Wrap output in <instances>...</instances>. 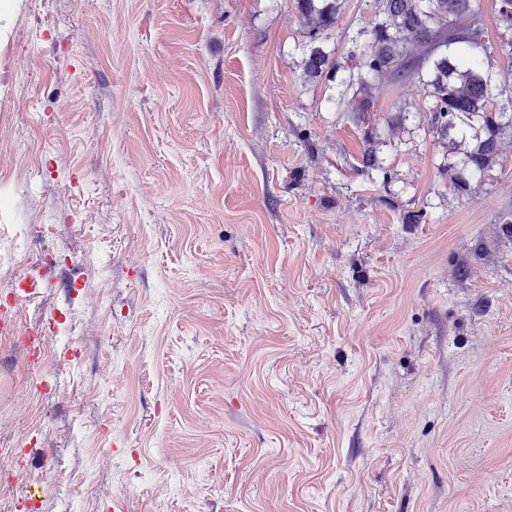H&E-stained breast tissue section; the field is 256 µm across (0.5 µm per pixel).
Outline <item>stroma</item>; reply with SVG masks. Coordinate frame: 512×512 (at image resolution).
<instances>
[{
    "label": "stroma",
    "instance_id": "1",
    "mask_svg": "<svg viewBox=\"0 0 512 512\" xmlns=\"http://www.w3.org/2000/svg\"><path fill=\"white\" fill-rule=\"evenodd\" d=\"M14 4L0 512H512V137L458 190L418 80H305L296 0Z\"/></svg>",
    "mask_w": 512,
    "mask_h": 512
}]
</instances>
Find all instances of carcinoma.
I'll list each match as a JSON object with an SVG mask.
<instances>
[{
    "instance_id": "obj_1",
    "label": "carcinoma",
    "mask_w": 512,
    "mask_h": 512,
    "mask_svg": "<svg viewBox=\"0 0 512 512\" xmlns=\"http://www.w3.org/2000/svg\"><path fill=\"white\" fill-rule=\"evenodd\" d=\"M343 2L296 0L310 44L302 59L306 79L347 72L338 109L358 119L373 111V91L379 82L417 79L428 88L434 129L444 137L462 126L474 131L473 142L465 147L454 139L448 142L449 149L461 154V167L450 173L455 185L463 189L495 165L500 139L512 134V111H495L491 101L506 94L512 105V88L496 84L491 54L512 59V25L504 29L508 37L493 47L482 39L479 0H364L372 22L348 27L345 37L351 47L344 67L320 47L336 31ZM361 166L388 178L371 146L364 148Z\"/></svg>"
}]
</instances>
